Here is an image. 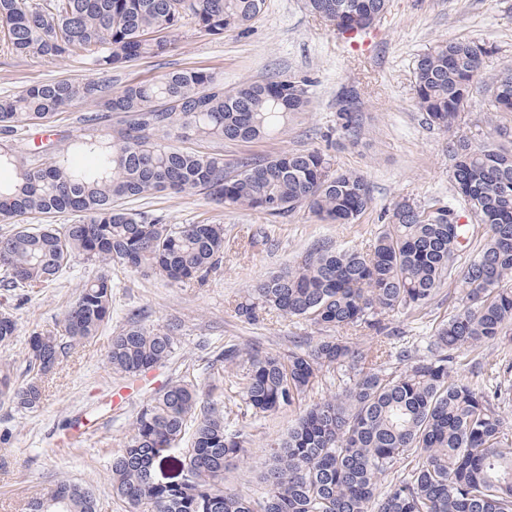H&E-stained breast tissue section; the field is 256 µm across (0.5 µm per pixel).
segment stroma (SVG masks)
<instances>
[{"label":"stroma","instance_id":"1","mask_svg":"<svg viewBox=\"0 0 512 512\" xmlns=\"http://www.w3.org/2000/svg\"><path fill=\"white\" fill-rule=\"evenodd\" d=\"M462 38L495 46V54L485 60L484 77L512 66V0H389L387 12L372 28L370 44L360 49L343 42L311 15L304 0H266L264 11L248 28L217 37L199 32L188 22L176 35L173 51L106 74L107 84L114 89L190 67L222 73L228 90L241 81L272 75L310 81V109L289 125L286 134L275 140L224 142V157L260 159L283 150L320 149L330 155L334 168L366 176L372 206L359 223L323 224L304 211L272 222L255 211L224 209L198 193H160L131 201L130 209L148 212L168 224H223L229 238L260 227L273 245L268 250H225L221 271L202 286L110 269L116 285L112 317L97 336L73 347L63 358L45 383L42 407L33 413L21 412L8 395L0 394V433L9 435L7 443L0 444V512H24L30 498L62 480L93 489L101 512H123L112 497L110 462L144 401L177 377H204L226 342L283 353L296 342L322 337V330L313 323L275 312L258 323H247L235 315V304L257 280L299 260L314 243L366 245L396 200L407 197L422 204L447 200L452 164L448 144L453 135L424 123L413 100V70L418 55L431 46ZM93 78L80 58L21 59L0 45L1 97L54 79L81 85ZM351 85L358 88L362 102L363 125L356 138L336 126V96ZM93 109L92 103H80L46 125L29 128L28 133L38 144L67 145L84 132L81 114ZM100 271V265L77 258L62 277L29 295L0 288V312L11 313L17 322L13 341L0 344V365L22 371L29 337L59 330L84 283ZM462 296L461 286L441 288L427 308L401 311L391 323L407 340L425 346L439 324L461 308ZM138 309L146 311L147 327L178 326L177 355L143 373L132 384L129 402L115 406L112 392L124 380L112 373L107 353L113 333ZM467 361L463 376L475 387H483L484 366L512 362V340L486 344L470 353ZM297 415L294 407L271 416L235 409L234 419L248 435L250 454L226 473L225 486L261 496L265 491L260 479L263 448L267 440L285 435ZM78 419L92 424L93 434L82 443L63 446V423Z\"/></svg>","mask_w":512,"mask_h":512}]
</instances>
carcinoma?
I'll use <instances>...</instances> for the list:
<instances>
[{
	"instance_id": "1",
	"label": "carcinoma",
	"mask_w": 512,
	"mask_h": 512,
	"mask_svg": "<svg viewBox=\"0 0 512 512\" xmlns=\"http://www.w3.org/2000/svg\"><path fill=\"white\" fill-rule=\"evenodd\" d=\"M266 0H0V40L17 57L58 61L79 57L97 74L161 57L187 19L210 36L250 25ZM389 0H305L307 10L338 33L371 27ZM495 47L456 39L420 55L414 99L425 123L451 132L480 83ZM487 112H512V67L491 77ZM97 110L80 121L82 140L49 162L23 135L78 101ZM302 81L271 76L230 91L208 68H185L112 93L100 81L42 82L0 97V168L17 172L0 183V222L61 212L77 222L17 224L0 235V287L35 289L83 257L171 282L204 283L222 265V224H166L125 200L157 193L203 192L233 210L275 221L296 211L326 224H355L370 208L366 179L332 168L316 149L279 151L263 159L201 152L187 142L273 140L309 110ZM341 129L357 136L362 102L353 86L336 98ZM483 143L448 144L452 194L448 202L393 204L368 248L319 242L300 261L258 280L234 307L248 323L267 311L302 317L328 331L374 336L364 349L349 336H323L304 350L281 355L224 345L223 370L207 383L181 377L141 405L123 448L112 455V495L125 512H512V431L496 411L512 389V363L490 369L495 384L478 390L458 375L461 357L512 336V142L489 126ZM468 217L483 226L462 225ZM469 262L458 265L471 241ZM460 282L462 307L433 335L427 353L404 340L387 317L428 305L446 285ZM114 284L102 273L87 281L67 310L61 330L28 341L22 381L0 367V392L35 411L45 379L66 348L95 337L112 314ZM16 321L0 315V343ZM175 327L136 321L112 336L107 362L116 375L135 377L171 360ZM396 359L398 365L390 366ZM349 368L342 391L307 405L285 436L266 443L261 473L266 492L254 498L224 487V471L248 453L247 435L232 409L203 401L204 389L227 381L246 407L272 415L302 404L322 372ZM190 447H180L184 439ZM171 461L181 473L156 475ZM100 512L88 487L59 482L26 512Z\"/></svg>"
}]
</instances>
